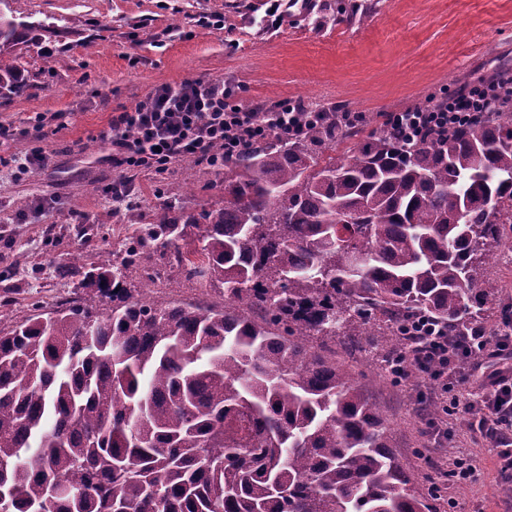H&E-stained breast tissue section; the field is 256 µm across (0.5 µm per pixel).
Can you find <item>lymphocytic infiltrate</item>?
I'll list each match as a JSON object with an SVG mask.
<instances>
[{
	"mask_svg": "<svg viewBox=\"0 0 512 512\" xmlns=\"http://www.w3.org/2000/svg\"><path fill=\"white\" fill-rule=\"evenodd\" d=\"M500 89L501 79L496 76L451 95L447 111H402L398 118L407 129L423 122L444 128L449 114L469 111ZM235 97V86L221 79L194 78L154 88L133 109L113 113L108 131L101 135L112 146L108 162L122 172L144 170L163 175L187 157L223 165L243 142L260 133L300 135V128L287 120L283 103L260 111L243 107ZM421 342L415 360L437 365L436 378L442 391L450 394L454 410L461 405L454 394L463 380L459 369L468 363L471 353L481 352L484 361L493 363L484 382L485 411L477 429L481 437L495 442L501 472L512 474V337L488 336L478 325L453 340L432 333Z\"/></svg>",
	"mask_w": 512,
	"mask_h": 512,
	"instance_id": "1",
	"label": "lymphocytic infiltrate"
}]
</instances>
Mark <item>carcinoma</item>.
I'll return each mask as SVG.
<instances>
[{
	"label": "carcinoma",
	"mask_w": 512,
	"mask_h": 512,
	"mask_svg": "<svg viewBox=\"0 0 512 512\" xmlns=\"http://www.w3.org/2000/svg\"><path fill=\"white\" fill-rule=\"evenodd\" d=\"M321 12L363 25L373 4ZM35 25L0 11V94ZM224 161V202L173 206L91 264L102 308L36 305L0 329L5 512H433L332 345L398 379L417 324L459 336L512 212V101L411 139L345 104ZM224 303H157L144 250Z\"/></svg>",
	"instance_id": "obj_1"
}]
</instances>
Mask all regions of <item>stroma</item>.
<instances>
[{
  "instance_id": "35a3bbf8",
  "label": "stroma",
  "mask_w": 512,
  "mask_h": 512,
  "mask_svg": "<svg viewBox=\"0 0 512 512\" xmlns=\"http://www.w3.org/2000/svg\"><path fill=\"white\" fill-rule=\"evenodd\" d=\"M269 0H8L16 20L55 23L24 56L39 76L19 96L0 97V125L20 135L0 140V156L52 152L54 173L22 177L0 171V286L13 301L0 308L9 328L33 304L76 301L56 277L73 254L85 262L112 251L132 224L161 210L170 189L191 180L187 209L224 198V174L205 166L187 174L174 164L164 175L126 172L133 191L115 204L103 193L118 170L104 163L99 139L113 113L129 109L155 87L188 78H221L240 88L243 102H341L379 124L388 113L450 95L478 78L512 71V0H381L361 26L318 20L316 8L293 7L281 24L263 26ZM44 117L36 128V117ZM483 322L501 329L512 305V260L485 265L476 286ZM346 360L356 382L368 386L388 427L392 451L417 482L438 484L437 512H512L493 442L474 437L460 415L447 416V436L426 420L422 405L437 400L430 378L388 379L357 354ZM475 465L478 477L447 474L449 460Z\"/></svg>"
}]
</instances>
